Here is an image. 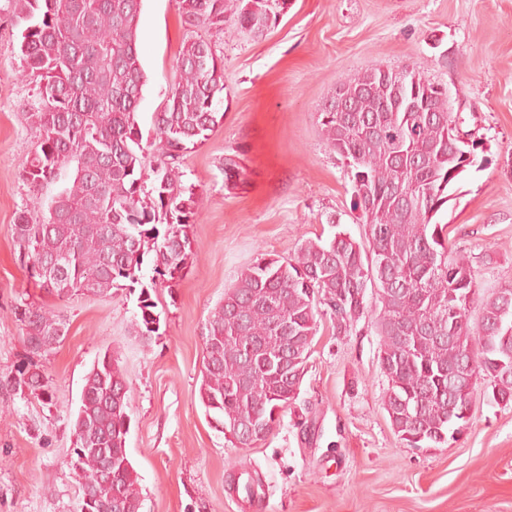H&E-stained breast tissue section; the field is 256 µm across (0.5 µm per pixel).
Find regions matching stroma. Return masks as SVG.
Returning <instances> with one entry per match:
<instances>
[{"label": "stroma", "instance_id": "stroma-1", "mask_svg": "<svg viewBox=\"0 0 512 512\" xmlns=\"http://www.w3.org/2000/svg\"><path fill=\"white\" fill-rule=\"evenodd\" d=\"M199 37L224 64V118L182 160L184 182L202 200L196 256L176 285L154 293L160 330L146 344L136 293L61 301L19 259L17 212L34 205L46 214L64 183L34 193L19 176L39 131L26 118L18 31L0 18V512H78L68 466L74 414L86 373L108 350L129 387L126 446L141 512H512V404L493 403L476 381L457 442L403 446L383 408L387 380L367 319L341 335L321 321L295 404L258 444L233 446L198 398L208 319L244 266L261 253L289 256L334 223L364 238L320 112L337 84L366 70L413 66L447 87L461 130L482 138L485 152L438 220L482 289L512 282V0H288L259 37L189 29L176 0H143L142 128L166 104L176 56ZM233 152L245 179L230 190L223 163ZM23 300L68 323L48 356L28 352L13 315ZM31 361L51 381L50 404L10 385ZM248 482L256 492L246 493Z\"/></svg>", "mask_w": 512, "mask_h": 512}]
</instances>
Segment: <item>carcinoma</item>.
<instances>
[{
    "instance_id": "carcinoma-1",
    "label": "carcinoma",
    "mask_w": 512,
    "mask_h": 512,
    "mask_svg": "<svg viewBox=\"0 0 512 512\" xmlns=\"http://www.w3.org/2000/svg\"><path fill=\"white\" fill-rule=\"evenodd\" d=\"M143 0H7L19 29V77L33 87L29 119L40 130L37 149L21 160L32 188L70 174L48 202V215L20 210L13 224L29 277L61 300L108 298L114 288L140 287L139 335L160 329L152 291L182 274L195 256L190 236L201 208L184 184V154L208 139L224 117V65L211 43L186 44L164 108L143 135L138 107L146 74L137 40ZM288 0H178L192 29H236L259 36ZM403 94L432 108H399ZM354 112H322V134L351 182L352 206L365 225L357 241L337 230L302 240L287 258L262 253L241 269L208 320L198 396L229 442L250 447L280 425L298 397L319 320L336 333L368 315L367 288L380 307L373 323L378 361L388 386L390 425L408 448H440L469 426L473 384L457 376L472 366L497 404L512 403V285L471 305L479 288L469 258L448 245V225L436 220L482 141L463 134L448 95L424 72L407 67L394 80L373 69L341 84ZM155 166L148 168L146 152ZM242 167L224 156L226 184ZM153 275L144 283V257ZM29 354L42 357L68 332L59 314L21 301L14 311ZM15 390L51 402L39 366L16 369ZM128 384L112 353L84 378L73 422L70 470L80 489L93 483L89 512H140L138 474L126 447ZM260 423L264 435L240 430Z\"/></svg>"
}]
</instances>
